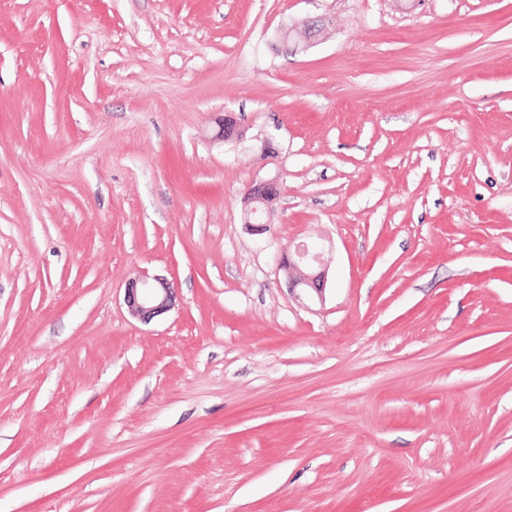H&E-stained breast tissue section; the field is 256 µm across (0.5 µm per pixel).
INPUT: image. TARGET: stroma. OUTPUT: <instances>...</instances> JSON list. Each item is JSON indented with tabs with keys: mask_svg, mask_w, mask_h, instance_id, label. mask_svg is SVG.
<instances>
[{
	"mask_svg": "<svg viewBox=\"0 0 512 512\" xmlns=\"http://www.w3.org/2000/svg\"><path fill=\"white\" fill-rule=\"evenodd\" d=\"M0 512H512V0H0ZM303 26L304 29L299 31V28L297 27L282 28V30L278 34V42L280 43V45L288 51L297 50L300 46L306 47L307 45H309L317 35L316 31L319 29V21H308ZM293 33L299 34L302 41L292 42L291 35ZM278 193V184L275 180H268L260 182L259 184L251 187L246 194V209H245V223L246 224H263L264 222L258 221L255 217L258 212L256 202H261L263 205L262 216L267 205V202ZM320 263V256L311 253L305 245L298 246L294 259L289 258L283 264L288 279V288L294 292L297 288L315 291L322 297L325 288V271L314 272L313 269ZM305 268L307 271H304ZM174 288L162 277L138 276L125 288V302L131 313L143 321L167 312L172 306Z\"/></svg>",
	"mask_w": 512,
	"mask_h": 512,
	"instance_id": "35a3bbf8",
	"label": "stroma"
}]
</instances>
